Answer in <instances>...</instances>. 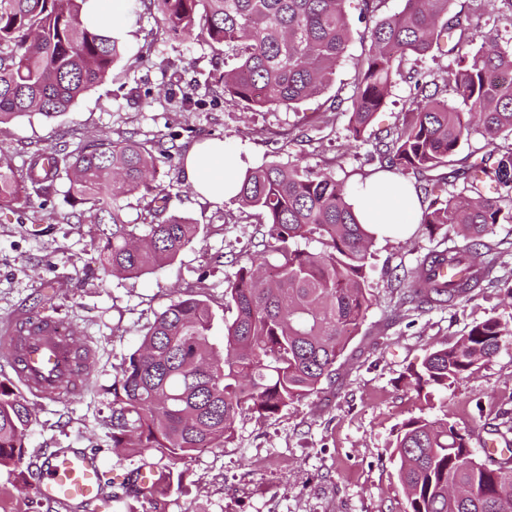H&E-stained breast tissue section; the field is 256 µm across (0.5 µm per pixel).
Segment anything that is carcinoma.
Segmentation results:
<instances>
[{"mask_svg":"<svg viewBox=\"0 0 512 512\" xmlns=\"http://www.w3.org/2000/svg\"><path fill=\"white\" fill-rule=\"evenodd\" d=\"M133 9L156 7L162 29L198 32L215 52L228 50L236 64L218 81L224 96L253 111L288 109L319 96L343 60L351 31L345 0H126ZM369 37L367 56L352 85L349 137L359 142L384 106L402 61L425 56L448 42L463 53L440 85L407 76L416 97L400 129L373 145L379 169L411 175L429 194L453 178L470 193L434 198L419 224L429 235L450 228L459 248L432 251L404 282V298L442 306L469 294L465 280L436 282L425 272L445 260L468 268L495 225L512 222V49L479 33L482 15L450 12L453 0H404L381 17L384 0H361ZM86 0H0V125L31 113L46 118L69 110L94 85L116 77L123 43L104 34L83 12ZM480 44H475V41ZM467 107L448 103L447 92ZM490 150L479 160L444 172L472 126ZM174 159L158 139L97 138L68 150L33 151L21 170L0 153V204L49 200L64 182V198L89 212L99 232L106 273L138 277L173 264L199 227L187 217L161 218L168 193L155 182L157 163ZM480 172L495 195L470 183ZM139 193L147 224L126 219L122 200ZM348 191L330 173L297 164H264L246 171L236 200L256 211L264 226L263 249L237 266L224 289L236 316L224 324L223 351L210 342L213 312L203 295L171 302L157 313L114 389L112 447L151 452L171 463L199 448H222L238 418L270 416L317 392L330 378L372 306L366 292L370 249L376 237L347 203ZM315 241L310 251L303 243ZM276 254L264 271L266 253ZM505 327L491 316L456 343L434 350L414 373L417 389L457 386L473 367L499 351ZM32 413L6 378L0 380V470L20 469L27 453ZM404 512H512V455L481 460L471 434L445 418L418 417L397 433Z\"/></svg>","mask_w":512,"mask_h":512,"instance_id":"1","label":"carcinoma"}]
</instances>
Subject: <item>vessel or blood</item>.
<instances>
[{"label":"vessel or blood","mask_w":512,"mask_h":512,"mask_svg":"<svg viewBox=\"0 0 512 512\" xmlns=\"http://www.w3.org/2000/svg\"><path fill=\"white\" fill-rule=\"evenodd\" d=\"M10 380L42 400L81 395L97 362L60 319L40 309L0 328ZM33 483L59 512H112L101 456L87 448L48 450L32 463Z\"/></svg>","instance_id":"obj_1"}]
</instances>
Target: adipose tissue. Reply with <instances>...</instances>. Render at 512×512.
Returning a JSON list of instances; mask_svg holds the SVG:
<instances>
[{"mask_svg": "<svg viewBox=\"0 0 512 512\" xmlns=\"http://www.w3.org/2000/svg\"><path fill=\"white\" fill-rule=\"evenodd\" d=\"M224 154L223 141L208 140L184 159L195 192L216 204L235 199L242 179L241 166L225 165ZM348 202L359 222L379 238L411 234L421 206L413 187L400 184L396 176L386 172L366 178Z\"/></svg>", "mask_w": 512, "mask_h": 512, "instance_id": "obj_1", "label": "adipose tissue"}]
</instances>
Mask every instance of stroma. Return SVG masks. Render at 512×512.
I'll list each match as a JSON object with an SVG mask.
<instances>
[{"instance_id": "obj_1", "label": "stroma", "mask_w": 512, "mask_h": 512, "mask_svg": "<svg viewBox=\"0 0 512 512\" xmlns=\"http://www.w3.org/2000/svg\"><path fill=\"white\" fill-rule=\"evenodd\" d=\"M345 9L351 39L328 89L299 104L255 112L225 99L215 56L197 34L159 33L156 10H122L117 23L125 52L116 79L87 91L53 118L34 114L0 126V148L14 167L38 148L78 143L100 135L141 142L173 143L176 160L158 167L157 180L170 193L169 210L199 226L193 246L164 269L137 278L104 275L98 241L89 225L71 217L63 195L48 204L43 221L31 223L29 208L0 209V324L49 306L79 340L97 352L92 378L70 401L32 399L27 455L45 448H94L104 476L119 496L112 512H402L404 493L393 444L402 424L420 416H449L482 448L501 413L512 415V332L499 353L474 369L461 385L417 393L411 370L433 350L458 341L472 325L497 316L512 329V223L495 225L480 250L489 265L482 287L447 308L404 302L401 282L429 251L450 247L444 233L421 230L404 239L379 238L369 260L373 305L330 379L309 398L269 418L245 417L233 439L204 448L173 465L174 481L154 502L125 495V479L142 467H160L151 453L112 449V385L154 316L173 300L205 291L216 314L215 343L235 311L224 288L260 229L237 201L221 205L198 197L181 159L196 144L223 140L226 163L298 164L314 172L358 182L372 173L370 143L348 136L349 97L357 67L368 50L362 39L358 0ZM415 96L413 83L396 81L369 134L401 124ZM341 111H333L334 103ZM56 282L47 293L46 282ZM0 512H57L42 502L30 479L0 472Z\"/></svg>"}]
</instances>
